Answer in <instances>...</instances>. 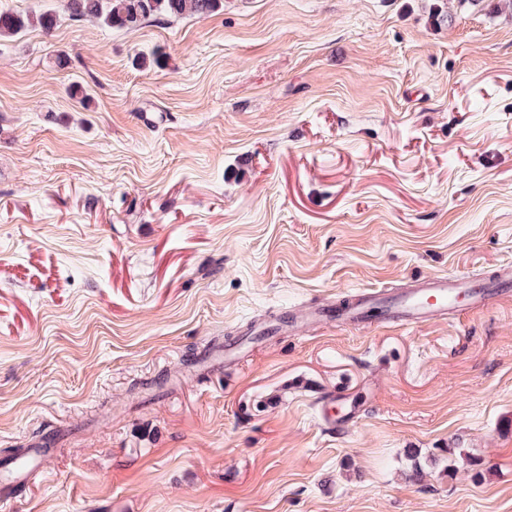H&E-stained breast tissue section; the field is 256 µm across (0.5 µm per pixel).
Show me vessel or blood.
<instances>
[{
    "instance_id": "1",
    "label": "vessel or blood",
    "mask_w": 512,
    "mask_h": 512,
    "mask_svg": "<svg viewBox=\"0 0 512 512\" xmlns=\"http://www.w3.org/2000/svg\"><path fill=\"white\" fill-rule=\"evenodd\" d=\"M511 298V265L500 268L497 277L489 282L467 274H434L415 280L412 287L397 293L380 290L355 296L346 305L320 301L289 310L284 315L282 328L286 331L302 327L310 329L326 323L408 327L446 318L463 304L478 309ZM320 406L329 429L338 431L355 425L364 412L362 404L355 398L338 400L329 395ZM45 454L46 449L41 443L29 444L28 448L22 449L15 467L0 475V486L24 485L39 469Z\"/></svg>"
}]
</instances>
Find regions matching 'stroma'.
<instances>
[{"label":"stroma","mask_w":512,"mask_h":512,"mask_svg":"<svg viewBox=\"0 0 512 512\" xmlns=\"http://www.w3.org/2000/svg\"><path fill=\"white\" fill-rule=\"evenodd\" d=\"M46 9L52 34L0 41V471L59 451L0 512H512V301L193 363L319 298L512 265V7L224 0L116 29L0 0ZM363 390L321 428L320 393ZM318 404H320L324 420L331 430L339 431L350 428L358 422L364 412L363 405L358 399H347L346 397L341 400L337 412H333L330 404L336 408V398L329 393Z\"/></svg>","instance_id":"35a3bbf8"}]
</instances>
